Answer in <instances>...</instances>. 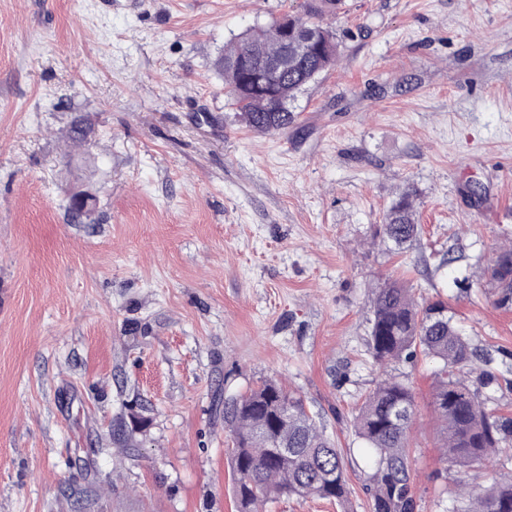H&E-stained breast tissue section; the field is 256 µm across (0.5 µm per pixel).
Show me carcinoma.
I'll return each mask as SVG.
<instances>
[{"label":"carcinoma","mask_w":512,"mask_h":512,"mask_svg":"<svg viewBox=\"0 0 512 512\" xmlns=\"http://www.w3.org/2000/svg\"><path fill=\"white\" fill-rule=\"evenodd\" d=\"M340 2L306 0L304 12L252 26L224 46V95L250 130L273 133L295 123L298 94L339 59L336 35L317 18L335 13ZM378 231L398 249L418 235L412 190L392 200ZM486 279L494 303L511 307V247L498 253ZM371 306L368 348L377 364L413 363L421 354L439 365L433 408L445 458L468 471L512 448V416L488 412L464 380L485 358L454 326L446 303H419L402 283L387 280L373 290ZM414 414L412 389L390 375L355 413V435L374 459L372 512H416L407 451ZM224 424L239 512H256L262 499L294 497L327 499L349 512L344 458L301 398L264 381L231 401ZM458 492L466 498L462 512H512V477L476 494L463 479Z\"/></svg>","instance_id":"1"}]
</instances>
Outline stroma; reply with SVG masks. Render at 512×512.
Listing matches in <instances>:
<instances>
[{
  "mask_svg": "<svg viewBox=\"0 0 512 512\" xmlns=\"http://www.w3.org/2000/svg\"><path fill=\"white\" fill-rule=\"evenodd\" d=\"M303 2L0 0V512H238L224 403L270 379L322 415L349 508L264 512H372L352 419L386 372L415 393L416 512L512 472L443 460L434 361L368 352L400 279L447 302L512 415V308L483 278L512 241V0H342L336 66L253 132L217 62ZM409 188L421 232L391 251ZM416 195L410 189L398 194L384 213L382 224H379V235L383 242L391 243L400 249L404 244L415 238L420 232Z\"/></svg>",
  "mask_w": 512,
  "mask_h": 512,
  "instance_id": "35a3bbf8",
  "label": "stroma"
}]
</instances>
